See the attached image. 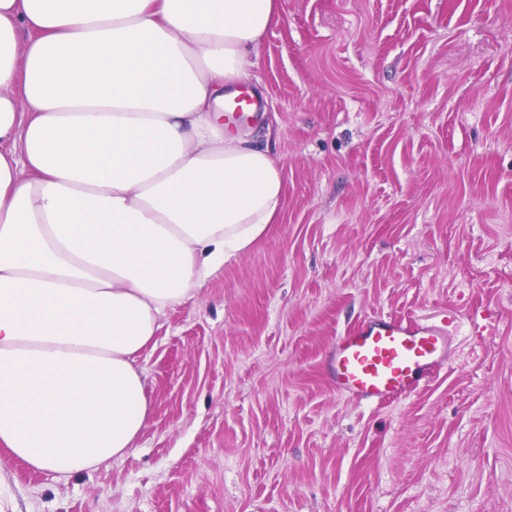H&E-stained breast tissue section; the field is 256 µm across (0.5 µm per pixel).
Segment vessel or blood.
<instances>
[{
	"label": "vessel or blood",
	"mask_w": 512,
	"mask_h": 512,
	"mask_svg": "<svg viewBox=\"0 0 512 512\" xmlns=\"http://www.w3.org/2000/svg\"><path fill=\"white\" fill-rule=\"evenodd\" d=\"M262 96L245 89L224 103L226 119H245L261 109ZM455 330L448 318L407 320L375 315L338 336L324 359L325 375L338 395L376 407L401 402L450 364Z\"/></svg>",
	"instance_id": "obj_1"
}]
</instances>
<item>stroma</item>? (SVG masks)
<instances>
[{"label": "stroma", "instance_id": "1", "mask_svg": "<svg viewBox=\"0 0 512 512\" xmlns=\"http://www.w3.org/2000/svg\"><path fill=\"white\" fill-rule=\"evenodd\" d=\"M248 87L274 224L140 362L134 453L67 478L0 447V512H512V0H277ZM457 320L408 399L321 371L368 315Z\"/></svg>", "mask_w": 512, "mask_h": 512}]
</instances>
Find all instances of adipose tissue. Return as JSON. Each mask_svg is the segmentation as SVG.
Returning <instances> with one entry per match:
<instances>
[{
  "label": "adipose tissue",
  "mask_w": 512,
  "mask_h": 512,
  "mask_svg": "<svg viewBox=\"0 0 512 512\" xmlns=\"http://www.w3.org/2000/svg\"><path fill=\"white\" fill-rule=\"evenodd\" d=\"M276 0H0V444L77 474L149 420L140 358L276 218L224 130Z\"/></svg>",
  "instance_id": "ef3b65f1"
}]
</instances>
